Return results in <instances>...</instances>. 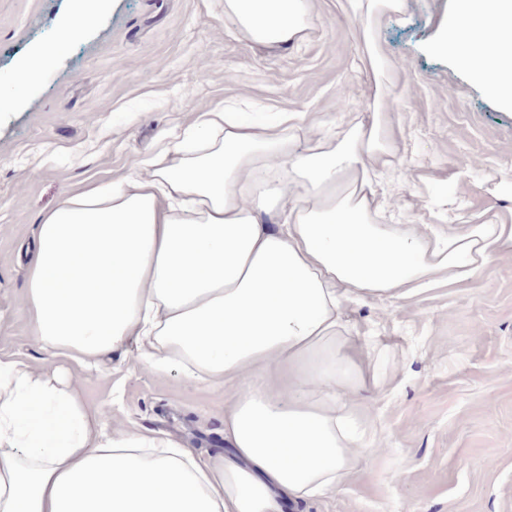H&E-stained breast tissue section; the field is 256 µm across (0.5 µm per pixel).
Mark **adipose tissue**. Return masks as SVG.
Wrapping results in <instances>:
<instances>
[{"mask_svg":"<svg viewBox=\"0 0 512 512\" xmlns=\"http://www.w3.org/2000/svg\"><path fill=\"white\" fill-rule=\"evenodd\" d=\"M107 0H76L54 37L0 85L11 111ZM370 31L404 0H350ZM252 41L288 45L308 0H224ZM438 48L512 106V0H458ZM228 107L192 143L162 147L116 181L64 197L37 228L27 269L31 339L43 365L0 358V512H284L335 490L371 441L358 412L380 391L371 337L345 306L395 303L439 278L474 280L512 253V221L379 224L402 131L386 100L329 142ZM280 205L278 226L261 218ZM135 348L152 374L179 368L224 390L228 458L197 459L171 435L116 429L90 408L79 369ZM77 371L60 368L59 358Z\"/></svg>","mask_w":512,"mask_h":512,"instance_id":"1","label":"adipose tissue"}]
</instances>
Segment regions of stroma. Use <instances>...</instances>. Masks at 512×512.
Instances as JSON below:
<instances>
[{
	"label": "stroma",
	"mask_w": 512,
	"mask_h": 512,
	"mask_svg": "<svg viewBox=\"0 0 512 512\" xmlns=\"http://www.w3.org/2000/svg\"><path fill=\"white\" fill-rule=\"evenodd\" d=\"M72 0H0V79L48 42ZM346 0H309L303 42L264 46L239 33L224 0H108L14 109L0 112V356L38 364L26 265L42 215L87 180L127 174L162 133L227 101L297 116L303 137L333 139L349 115L371 121L396 100L403 138L385 181L400 224H437L445 197L466 212H512L491 182L512 180V109L437 42L454 0H405L376 32L392 65L361 61ZM208 80H200L201 72ZM475 159L472 167L462 157ZM378 336L384 397L373 445L350 479L288 512H512V254L473 283L438 282L388 310L348 308ZM86 402L118 429L170 434L202 457L224 453V391L177 370L154 375L113 356L81 374Z\"/></svg>",
	"instance_id": "obj_1"
}]
</instances>
